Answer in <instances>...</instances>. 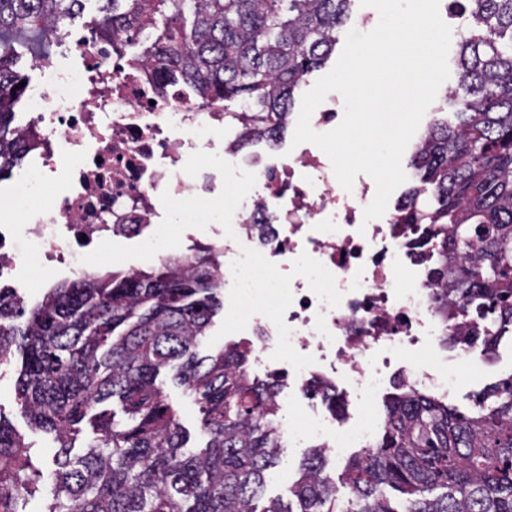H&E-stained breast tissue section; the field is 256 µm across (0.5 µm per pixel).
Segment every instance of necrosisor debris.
I'll return each mask as SVG.
<instances>
[{
	"mask_svg": "<svg viewBox=\"0 0 512 512\" xmlns=\"http://www.w3.org/2000/svg\"><path fill=\"white\" fill-rule=\"evenodd\" d=\"M66 52L79 56V64L64 68L42 59L45 80L28 91L30 111L17 142L26 167L8 187L9 207L24 221L0 223V282L15 281L18 269L33 261L88 278L80 258L112 239L113 225H125L129 239L158 228L162 192L217 197L216 170L194 177L183 171L192 153H216L256 175L234 214L235 238L219 224L209 226L225 286H232L231 264L247 246L285 273L308 254L334 276L342 295L338 306H329L304 278L293 277L285 313L290 342L315 358L303 370L272 360L278 332L265 316H253L239 333L250 347L254 377H287L278 410L315 387L329 388L336 399L335 409L311 412L302 423L280 421L285 443L319 445L341 457L373 447L381 426L371 412L388 388L441 401L456 397L474 355L473 336L485 331L486 321L471 311L448 314L430 274L440 238L431 225L403 223L404 195L390 197L381 218L364 222L376 193L370 176L358 175L348 192L313 144L285 155L268 149L262 136L242 142L225 127L222 106L175 85L157 93L141 62L91 36L70 42ZM60 173L66 191L47 194ZM361 409L368 417L344 422V414Z\"/></svg>",
	"mask_w": 512,
	"mask_h": 512,
	"instance_id": "obj_1",
	"label": "necrosis or debris"
}]
</instances>
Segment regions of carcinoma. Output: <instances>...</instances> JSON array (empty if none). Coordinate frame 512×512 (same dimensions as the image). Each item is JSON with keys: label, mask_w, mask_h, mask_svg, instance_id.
Returning a JSON list of instances; mask_svg holds the SVG:
<instances>
[{"label": "carcinoma", "mask_w": 512, "mask_h": 512, "mask_svg": "<svg viewBox=\"0 0 512 512\" xmlns=\"http://www.w3.org/2000/svg\"><path fill=\"white\" fill-rule=\"evenodd\" d=\"M84 0H0V175L14 145L13 108L26 88L15 69L24 40L48 41ZM96 31L146 42L154 80L212 104L243 135L284 133L307 77L336 47L354 0H105ZM456 88L415 145L406 224L453 226L433 278L463 308L512 324V0H466ZM459 260L448 266V250ZM211 248L159 268L61 281L27 310L0 289V365L17 367L31 428L58 445L46 512H340L325 454L312 449L292 493L296 507L259 506L280 458L275 401L284 381L257 380L248 349L200 347L221 308L224 278ZM192 397L205 446L187 447L160 369ZM118 399L123 419L103 408ZM92 435L73 453L79 434ZM31 444L0 419V512H22L44 473ZM345 512H512V374L474 409L399 390L385 402L376 447L348 462Z\"/></svg>", "instance_id": "1"}]
</instances>
